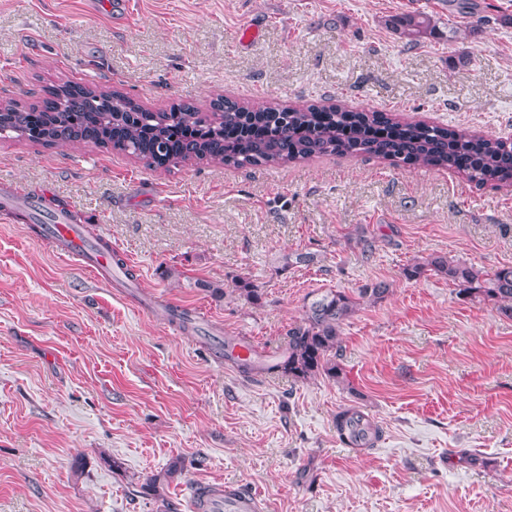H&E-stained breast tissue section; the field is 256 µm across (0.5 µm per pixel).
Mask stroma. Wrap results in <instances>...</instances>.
Wrapping results in <instances>:
<instances>
[{"instance_id": "stroma-1", "label": "stroma", "mask_w": 512, "mask_h": 512, "mask_svg": "<svg viewBox=\"0 0 512 512\" xmlns=\"http://www.w3.org/2000/svg\"><path fill=\"white\" fill-rule=\"evenodd\" d=\"M111 2L0 0V100L72 80L152 110L342 102L512 139V0ZM418 12L437 33L414 45L390 20ZM4 198L0 512H190L201 483L223 485L224 512L243 497L255 512H512V318L406 274L434 256L512 266V185L368 155L164 170L0 137ZM60 213L133 279L32 231ZM377 282L388 293L342 326V377L225 361V338L284 348L312 299ZM350 406L380 428L374 446L339 439Z\"/></svg>"}]
</instances>
